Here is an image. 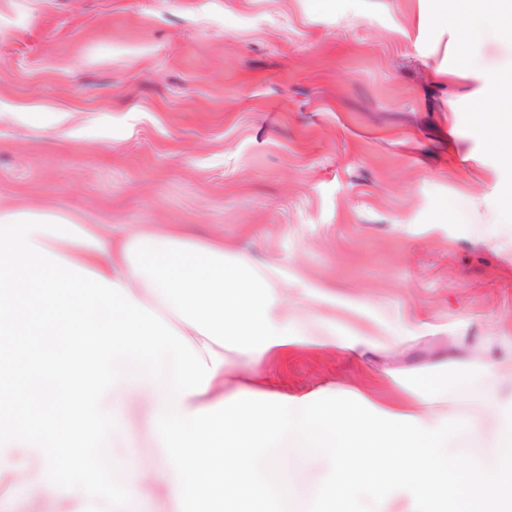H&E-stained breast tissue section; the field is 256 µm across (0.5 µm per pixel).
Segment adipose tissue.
I'll return each mask as SVG.
<instances>
[{"instance_id":"obj_1","label":"adipose tissue","mask_w":512,"mask_h":512,"mask_svg":"<svg viewBox=\"0 0 512 512\" xmlns=\"http://www.w3.org/2000/svg\"><path fill=\"white\" fill-rule=\"evenodd\" d=\"M449 2L465 51L489 31L512 44L500 12ZM505 101L499 90L478 102L476 131L512 161ZM35 314L62 344L25 358L18 383L0 393V482L18 481L19 460L38 459L46 480L34 512H134L149 492L176 512H512V399L487 389L469 406L448 404L449 390L468 388L488 364L459 362L454 380L397 402L331 387L273 390L263 380L271 357L341 345L362 355L373 342L308 331L288 314L280 270L227 259L223 244L140 229L117 244L70 215L0 208V327L32 335ZM230 352L245 376L232 387ZM34 371L56 383L39 419ZM135 399L149 411L167 477L150 482L153 462L125 453L113 459L121 493L98 499L69 475ZM464 433L488 436V451L460 452ZM318 460L329 464L325 479L301 495L287 472Z\"/></svg>"}]
</instances>
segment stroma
I'll list each match as a JSON object with an SVG mask.
<instances>
[{
	"instance_id": "obj_1",
	"label": "stroma",
	"mask_w": 512,
	"mask_h": 512,
	"mask_svg": "<svg viewBox=\"0 0 512 512\" xmlns=\"http://www.w3.org/2000/svg\"><path fill=\"white\" fill-rule=\"evenodd\" d=\"M439 0H0V208L177 227L282 266L288 312L372 350L297 351L283 391L405 398L512 363V163L475 132ZM460 214L449 221L446 205ZM161 461L145 411L110 440Z\"/></svg>"
}]
</instances>
